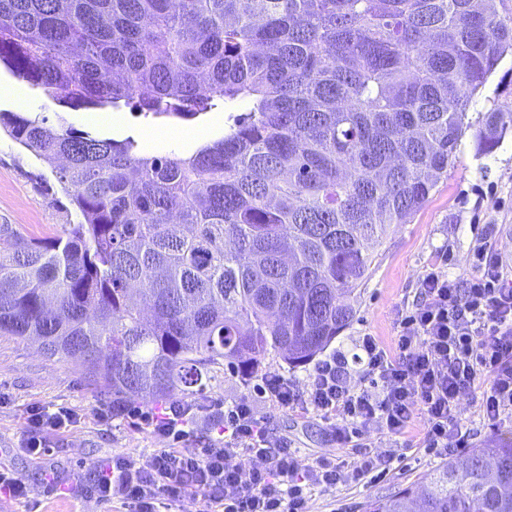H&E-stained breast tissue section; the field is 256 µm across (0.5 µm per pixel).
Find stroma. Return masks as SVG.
<instances>
[{
	"label": "stroma",
	"instance_id": "35a3bbf8",
	"mask_svg": "<svg viewBox=\"0 0 512 512\" xmlns=\"http://www.w3.org/2000/svg\"><path fill=\"white\" fill-rule=\"evenodd\" d=\"M16 80L0 74V109L28 117H53L55 108L31 89L13 95ZM498 109L512 111V57H505L486 86L475 96L467 112L471 127L482 113ZM120 124L93 120L86 110L69 113L75 128L123 139L134 136L146 154L187 153L224 133V113L215 111L192 121L202 137L183 136V123L150 122L122 109ZM75 213L61 191L48 163L0 133V222H7L30 237L42 238L59 232L74 221ZM491 231V241L500 253L512 249V134L496 152L477 156L473 133L465 131L456 158L449 164L425 205L410 223L393 226L376 252L372 269L355 305L350 325L332 342L331 351L354 353L365 336L392 345L400 310L419 298V280L440 254H447V272L465 280L475 266L474 250L481 232ZM254 381L235 372L219 375L212 386L198 395L204 412L183 445L204 448L224 441L212 417L233 403L253 398ZM483 386L466 391L461 400L459 424L472 447L499 436L512 437V418L489 427L482 419ZM71 408L77 415L66 429L46 435L42 456L28 454L24 431L32 409L54 411ZM261 415L274 435L288 437L302 464L318 457L337 455L353 461L358 450L342 449L327 435V425L313 409H280L260 404ZM425 417L416 414L406 436L408 443L401 467L386 477L364 479L357 484L339 483L310 492L313 512H367L375 499L399 489L427 482L442 457L423 447ZM165 438L145 428L134 427L126 410H113L112 394L92 382L74 364L46 358L37 344L0 336V471L21 476L28 485L27 498L0 497V512H121L118 502L98 500L93 492L94 472L102 461L118 456H149L167 447ZM55 468L58 486L46 484L44 471Z\"/></svg>",
	"mask_w": 512,
	"mask_h": 512
}]
</instances>
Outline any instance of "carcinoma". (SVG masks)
<instances>
[{"instance_id": "obj_1", "label": "carcinoma", "mask_w": 512, "mask_h": 512, "mask_svg": "<svg viewBox=\"0 0 512 512\" xmlns=\"http://www.w3.org/2000/svg\"><path fill=\"white\" fill-rule=\"evenodd\" d=\"M512 52V0H0V66L60 108L0 111L55 168L76 221L0 224V335L39 341L119 408L299 367L352 321L388 227L456 157L474 96ZM130 107L224 134L144 154L74 128ZM512 132L484 113L476 152ZM368 512H512V441L439 465Z\"/></svg>"}]
</instances>
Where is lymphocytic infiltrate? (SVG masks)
<instances>
[{
  "instance_id": "1",
  "label": "lymphocytic infiltrate",
  "mask_w": 512,
  "mask_h": 512,
  "mask_svg": "<svg viewBox=\"0 0 512 512\" xmlns=\"http://www.w3.org/2000/svg\"><path fill=\"white\" fill-rule=\"evenodd\" d=\"M504 268L503 257L484 241L465 281L433 265L419 281L420 302L400 314L394 350L363 337L356 353L319 360L302 390L279 372L263 373L254 387L256 400L225 408L222 447H184L186 428L199 411L195 403L176 401L159 413L133 411V419L173 445L145 458L102 463L95 494L120 501L126 512H161L163 505L190 494L201 495L219 512H310L311 488L333 487L344 477L358 483L373 472L385 475L397 457L390 447L365 452L353 462L324 456L314 465L301 464L287 438L271 436L256 406L260 400L281 409L311 405L341 448L377 422L390 435L404 436L418 411L425 416L428 450L443 454L467 447V435L456 427L465 391L484 385L481 412L490 426L512 415V280ZM354 365L363 384L352 379ZM75 420L66 407L53 413L33 409L26 427L28 452L41 454L45 435ZM243 456L257 462L246 477L228 464Z\"/></svg>"
}]
</instances>
